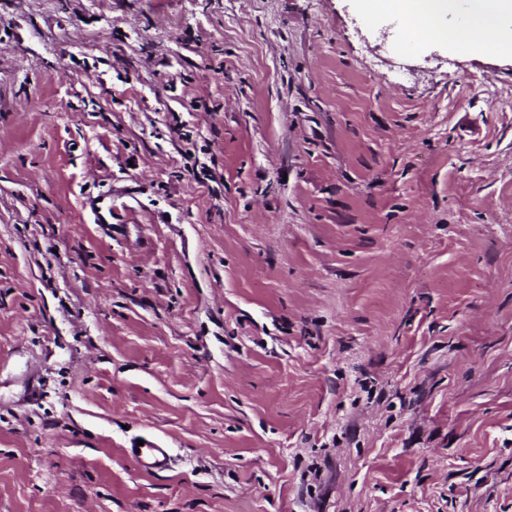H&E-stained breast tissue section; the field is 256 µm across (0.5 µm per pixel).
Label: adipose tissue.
<instances>
[{
  "mask_svg": "<svg viewBox=\"0 0 512 512\" xmlns=\"http://www.w3.org/2000/svg\"><path fill=\"white\" fill-rule=\"evenodd\" d=\"M368 7L397 17L415 42L512 55V0H368Z\"/></svg>",
  "mask_w": 512,
  "mask_h": 512,
  "instance_id": "obj_1",
  "label": "adipose tissue"
}]
</instances>
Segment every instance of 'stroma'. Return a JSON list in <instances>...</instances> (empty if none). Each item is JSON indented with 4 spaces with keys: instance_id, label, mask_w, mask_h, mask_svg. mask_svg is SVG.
Instances as JSON below:
<instances>
[{
    "instance_id": "35a3bbf8",
    "label": "stroma",
    "mask_w": 512,
    "mask_h": 512,
    "mask_svg": "<svg viewBox=\"0 0 512 512\" xmlns=\"http://www.w3.org/2000/svg\"><path fill=\"white\" fill-rule=\"evenodd\" d=\"M0 512H512V58L0 0ZM125 454L143 471L162 472L169 469L171 455L169 449L155 446L150 441L143 445L124 449Z\"/></svg>"
}]
</instances>
